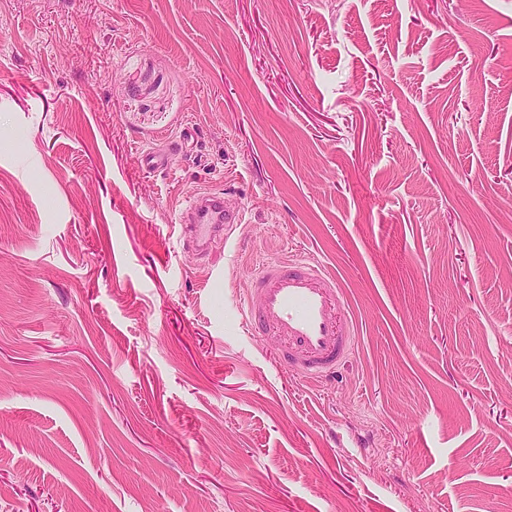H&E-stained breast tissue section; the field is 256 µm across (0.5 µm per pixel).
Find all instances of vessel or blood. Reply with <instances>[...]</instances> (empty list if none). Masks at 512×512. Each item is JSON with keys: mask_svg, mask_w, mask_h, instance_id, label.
<instances>
[{"mask_svg": "<svg viewBox=\"0 0 512 512\" xmlns=\"http://www.w3.org/2000/svg\"><path fill=\"white\" fill-rule=\"evenodd\" d=\"M178 145L169 139L144 152L147 170L167 168ZM244 214L224 205V194L197 193L184 210L181 240L188 249L202 253L218 239L228 238ZM344 305L335 275L304 258H271L253 275L240 305L242 321L256 337L276 336L281 361L293 374L312 381L332 375L354 351L353 326L344 324L338 311Z\"/></svg>", "mask_w": 512, "mask_h": 512, "instance_id": "obj_1", "label": "vessel or blood"}]
</instances>
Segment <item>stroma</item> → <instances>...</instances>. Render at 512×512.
Returning a JSON list of instances; mask_svg holds the SVG:
<instances>
[{
    "label": "stroma",
    "mask_w": 512,
    "mask_h": 512,
    "mask_svg": "<svg viewBox=\"0 0 512 512\" xmlns=\"http://www.w3.org/2000/svg\"><path fill=\"white\" fill-rule=\"evenodd\" d=\"M295 253L327 382L236 312ZM0 512H512V0H0ZM188 139L187 135H180L179 140L168 139L156 149L144 152L143 162L147 170L154 171L165 169L169 165V155L177 146L182 145ZM182 214L180 223L184 224L180 225V236L183 248L186 245L200 254L218 238L227 242L232 230L244 219L241 210L230 211L224 207V193L215 190L194 195ZM343 306L335 275L305 258H271L251 278L240 313L254 338L267 329L277 337L289 371L318 381L354 351V328L338 316Z\"/></svg>",
    "instance_id": "stroma-1"
}]
</instances>
